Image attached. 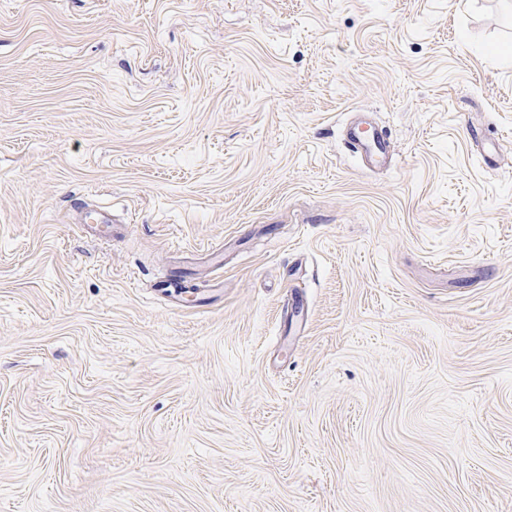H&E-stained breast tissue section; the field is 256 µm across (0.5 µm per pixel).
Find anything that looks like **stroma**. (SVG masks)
<instances>
[{
    "instance_id": "1",
    "label": "stroma",
    "mask_w": 512,
    "mask_h": 512,
    "mask_svg": "<svg viewBox=\"0 0 512 512\" xmlns=\"http://www.w3.org/2000/svg\"><path fill=\"white\" fill-rule=\"evenodd\" d=\"M504 47L500 0H0V512H512ZM347 142L366 167L377 169L386 166L391 152L386 133L373 128L357 127L347 135Z\"/></svg>"
}]
</instances>
